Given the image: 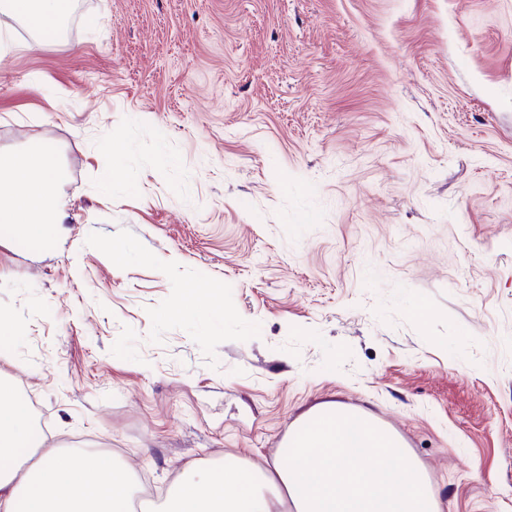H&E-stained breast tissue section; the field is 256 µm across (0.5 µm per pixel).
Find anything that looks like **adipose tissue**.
Listing matches in <instances>:
<instances>
[{
    "instance_id": "adipose-tissue-1",
    "label": "adipose tissue",
    "mask_w": 512,
    "mask_h": 512,
    "mask_svg": "<svg viewBox=\"0 0 512 512\" xmlns=\"http://www.w3.org/2000/svg\"><path fill=\"white\" fill-rule=\"evenodd\" d=\"M72 0H0V57L15 52L11 21L37 33L60 31ZM54 152L32 147L0 156V224L38 241L66 218ZM330 403L302 418L296 445L271 468L253 472L225 462L221 472L190 464L163 512H431L419 464L395 455L394 441L364 414L352 437L336 429ZM29 406L13 380L0 378V512H128L132 481L111 453L81 446L37 448ZM32 448L31 457L20 451Z\"/></svg>"
}]
</instances>
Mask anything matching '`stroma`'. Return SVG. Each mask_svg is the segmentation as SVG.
Here are the masks:
<instances>
[{"instance_id":"stroma-1","label":"stroma","mask_w":512,"mask_h":512,"mask_svg":"<svg viewBox=\"0 0 512 512\" xmlns=\"http://www.w3.org/2000/svg\"><path fill=\"white\" fill-rule=\"evenodd\" d=\"M14 34L0 155L52 145L68 218L0 226V375L48 447L158 499L352 404L441 512H512V0H75Z\"/></svg>"}]
</instances>
